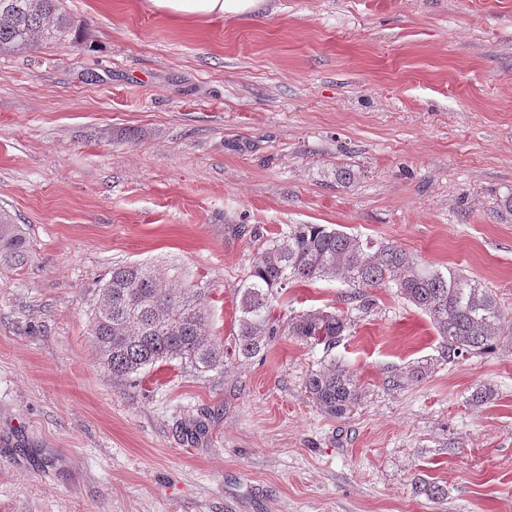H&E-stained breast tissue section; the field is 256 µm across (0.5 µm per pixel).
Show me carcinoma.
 Segmentation results:
<instances>
[{
    "label": "carcinoma",
    "instance_id": "obj_1",
    "mask_svg": "<svg viewBox=\"0 0 512 512\" xmlns=\"http://www.w3.org/2000/svg\"><path fill=\"white\" fill-rule=\"evenodd\" d=\"M86 30L66 13L62 0H0V54L37 50L47 45H77ZM30 242L22 225L0 209V269L18 271L29 261ZM340 279L354 288L347 300L365 312V289L387 286L425 313L441 336L448 359L512 346L502 330L503 310L492 289L457 269L442 272L424 266L400 247L362 240L325 224H290L269 241L240 280L234 346L245 359L258 355L279 328L303 344L332 348L351 328L339 309L323 308L291 315L284 324L273 318L272 299L281 290L313 279ZM208 295L161 278L142 263L112 268L93 307L90 333L101 366L118 379H138L161 363L178 362L197 374L224 367V341L205 329ZM430 365L414 364L406 376L419 379ZM308 398L326 415L341 419L361 402L358 378L331 359L305 379ZM495 398L492 386L474 388L470 401Z\"/></svg>",
    "mask_w": 512,
    "mask_h": 512
}]
</instances>
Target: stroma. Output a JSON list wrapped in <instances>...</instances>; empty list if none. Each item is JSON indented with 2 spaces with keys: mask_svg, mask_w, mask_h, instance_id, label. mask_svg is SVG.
<instances>
[{
  "mask_svg": "<svg viewBox=\"0 0 512 512\" xmlns=\"http://www.w3.org/2000/svg\"><path fill=\"white\" fill-rule=\"evenodd\" d=\"M63 7L78 46L0 56V206L32 244L0 272V512H512V349L444 359L384 287L332 351L232 341L245 270L292 224L461 269L512 321V0L181 22L147 0ZM127 263L205 289L223 368L129 384L101 367L91 312ZM346 290L296 284L273 315L345 308ZM329 356L363 391L343 419L305 393ZM419 361L432 372L387 387ZM484 383L495 399L470 405Z\"/></svg>",
  "mask_w": 512,
  "mask_h": 512,
  "instance_id": "1",
  "label": "stroma"
}]
</instances>
